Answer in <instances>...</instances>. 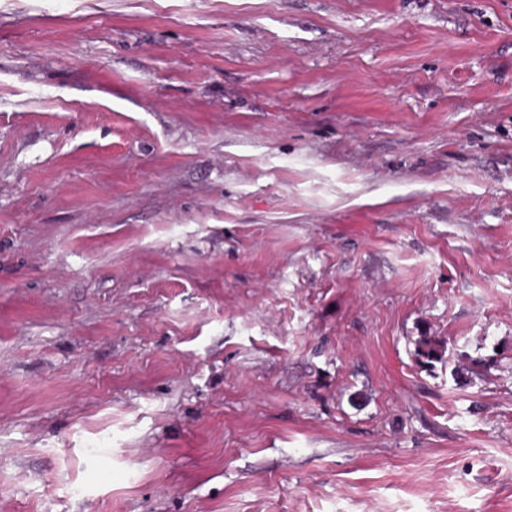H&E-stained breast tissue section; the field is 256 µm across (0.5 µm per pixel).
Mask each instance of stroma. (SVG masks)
Here are the masks:
<instances>
[{"instance_id": "obj_1", "label": "stroma", "mask_w": 512, "mask_h": 512, "mask_svg": "<svg viewBox=\"0 0 512 512\" xmlns=\"http://www.w3.org/2000/svg\"><path fill=\"white\" fill-rule=\"evenodd\" d=\"M0 512H512V0H0Z\"/></svg>"}]
</instances>
